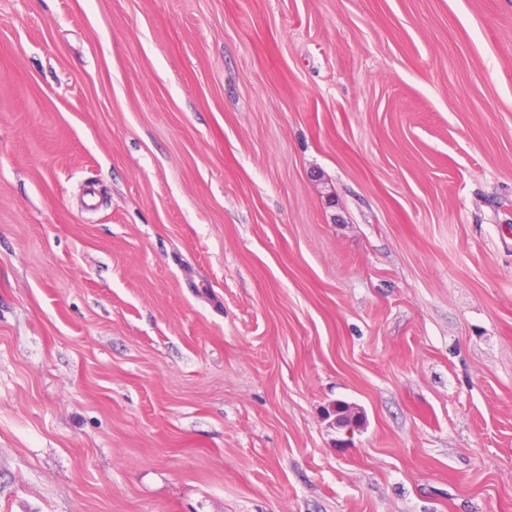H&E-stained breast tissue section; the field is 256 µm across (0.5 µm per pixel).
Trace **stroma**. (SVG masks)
<instances>
[{"label":"stroma","instance_id":"35a3bbf8","mask_svg":"<svg viewBox=\"0 0 512 512\" xmlns=\"http://www.w3.org/2000/svg\"><path fill=\"white\" fill-rule=\"evenodd\" d=\"M0 512H512V0H0Z\"/></svg>","mask_w":512,"mask_h":512}]
</instances>
